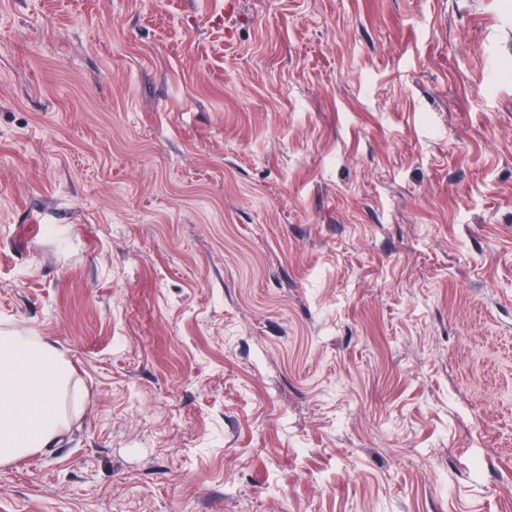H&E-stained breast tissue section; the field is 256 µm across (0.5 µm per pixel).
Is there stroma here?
I'll list each match as a JSON object with an SVG mask.
<instances>
[{
	"label": "stroma",
	"mask_w": 512,
	"mask_h": 512,
	"mask_svg": "<svg viewBox=\"0 0 512 512\" xmlns=\"http://www.w3.org/2000/svg\"><path fill=\"white\" fill-rule=\"evenodd\" d=\"M1 333L0 512H512V0H0ZM68 383V370L46 344L19 333L0 336L1 465L52 443Z\"/></svg>",
	"instance_id": "35a3bbf8"
}]
</instances>
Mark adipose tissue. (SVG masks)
<instances>
[{
  "label": "adipose tissue",
  "instance_id": "obj_1",
  "mask_svg": "<svg viewBox=\"0 0 512 512\" xmlns=\"http://www.w3.org/2000/svg\"><path fill=\"white\" fill-rule=\"evenodd\" d=\"M69 374L41 342L0 336V464L49 446L62 419Z\"/></svg>",
  "mask_w": 512,
  "mask_h": 512
}]
</instances>
